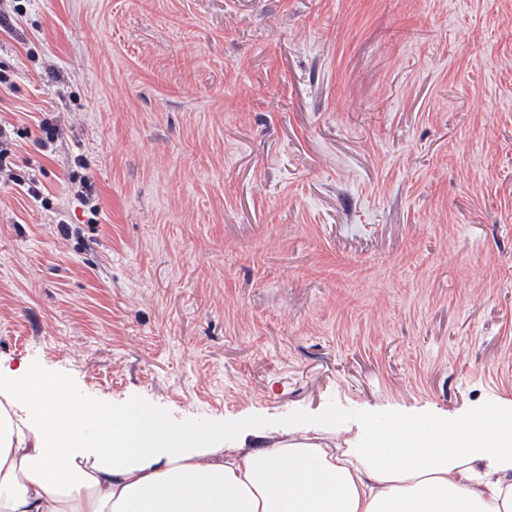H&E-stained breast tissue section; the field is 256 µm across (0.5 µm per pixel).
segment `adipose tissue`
Segmentation results:
<instances>
[{"instance_id":"1","label":"adipose tissue","mask_w":512,"mask_h":512,"mask_svg":"<svg viewBox=\"0 0 512 512\" xmlns=\"http://www.w3.org/2000/svg\"><path fill=\"white\" fill-rule=\"evenodd\" d=\"M61 391L53 377L0 378V512H512V400L229 443Z\"/></svg>"}]
</instances>
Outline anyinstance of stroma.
Listing matches in <instances>:
<instances>
[{
    "mask_svg": "<svg viewBox=\"0 0 512 512\" xmlns=\"http://www.w3.org/2000/svg\"><path fill=\"white\" fill-rule=\"evenodd\" d=\"M22 5L1 365L229 439L512 397V0Z\"/></svg>",
    "mask_w": 512,
    "mask_h": 512,
    "instance_id": "stroma-1",
    "label": "stroma"
}]
</instances>
